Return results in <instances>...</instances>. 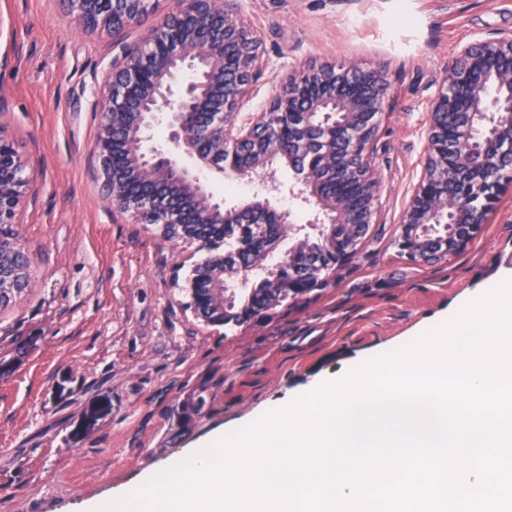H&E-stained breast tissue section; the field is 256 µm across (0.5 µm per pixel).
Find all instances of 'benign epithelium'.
Returning <instances> with one entry per match:
<instances>
[{
	"label": "benign epithelium",
	"mask_w": 512,
	"mask_h": 512,
	"mask_svg": "<svg viewBox=\"0 0 512 512\" xmlns=\"http://www.w3.org/2000/svg\"><path fill=\"white\" fill-rule=\"evenodd\" d=\"M84 27L114 36L153 13L156 0H67ZM233 0H177L140 41L117 44L96 109L94 173L110 206L135 224H280L262 266L229 276L193 272L205 288L195 311L224 305V289L243 292L258 280L302 297L335 281L375 223L380 181L374 168L378 132L389 101L379 65L310 61L288 74L262 112L246 104L263 72L260 40ZM167 130V146L153 145ZM288 156L294 181L284 188L269 158ZM13 140L0 128V291L29 286V257L17 225L26 187ZM261 176L260 190L224 207L210 175ZM512 182V37L475 38L448 61L428 104L425 159L401 220L397 247L425 261L463 253ZM348 184L338 193L333 185ZM310 210L297 224L276 204L284 193ZM441 225L426 236L423 227ZM465 225L464 237L447 225ZM288 249L280 250L284 238Z\"/></svg>",
	"instance_id": "7a95c632"
}]
</instances>
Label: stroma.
<instances>
[{
	"instance_id": "stroma-1",
	"label": "stroma",
	"mask_w": 512,
	"mask_h": 512,
	"mask_svg": "<svg viewBox=\"0 0 512 512\" xmlns=\"http://www.w3.org/2000/svg\"><path fill=\"white\" fill-rule=\"evenodd\" d=\"M259 37L261 111L301 63L384 66L378 222L334 286L262 324L196 317L185 288L207 251L108 207L92 173L95 100L112 38L61 0H0V127L25 164L18 229L30 285L0 308V512H73L354 360L416 334L512 269V185L467 250L415 264L393 240L425 149L427 102L457 48L512 35V0H236ZM112 412L78 432L92 398ZM203 395L188 427L171 412Z\"/></svg>"
}]
</instances>
